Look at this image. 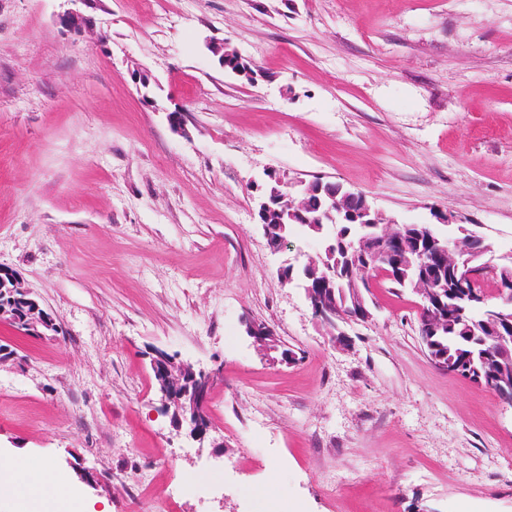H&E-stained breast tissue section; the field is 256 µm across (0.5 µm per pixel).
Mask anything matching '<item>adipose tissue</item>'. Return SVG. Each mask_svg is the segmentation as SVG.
<instances>
[{"label":"adipose tissue","mask_w":512,"mask_h":512,"mask_svg":"<svg viewBox=\"0 0 512 512\" xmlns=\"http://www.w3.org/2000/svg\"><path fill=\"white\" fill-rule=\"evenodd\" d=\"M8 512H97L70 480L23 451L0 457V506Z\"/></svg>","instance_id":"1"}]
</instances>
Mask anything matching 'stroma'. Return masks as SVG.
I'll list each match as a JSON object with an SVG mask.
<instances>
[{
    "instance_id": "stroma-1",
    "label": "stroma",
    "mask_w": 512,
    "mask_h": 512,
    "mask_svg": "<svg viewBox=\"0 0 512 512\" xmlns=\"http://www.w3.org/2000/svg\"><path fill=\"white\" fill-rule=\"evenodd\" d=\"M63 8L0 0V267L58 327L0 320V452L89 470L110 512H512V407L436 369L418 297L383 278L329 346L247 188L337 182L512 254V0H95L80 33ZM154 348L223 371V451L173 429ZM245 325L247 336L253 339L256 347L264 355L268 356V353L277 350L279 339L268 324L261 321L248 320Z\"/></svg>"
}]
</instances>
